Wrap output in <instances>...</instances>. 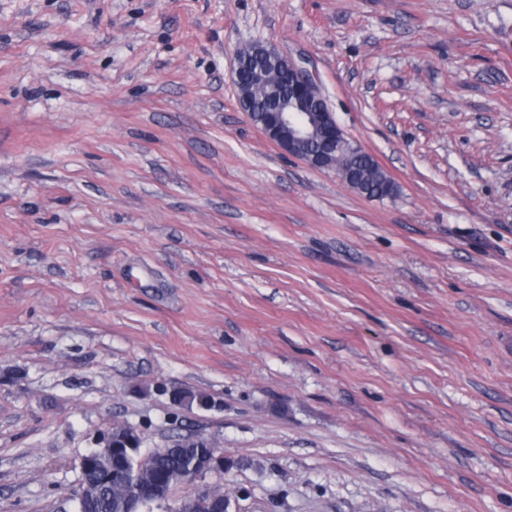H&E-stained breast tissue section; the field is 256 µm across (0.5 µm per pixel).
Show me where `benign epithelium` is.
<instances>
[{"instance_id":"1","label":"benign epithelium","mask_w":512,"mask_h":512,"mask_svg":"<svg viewBox=\"0 0 512 512\" xmlns=\"http://www.w3.org/2000/svg\"><path fill=\"white\" fill-rule=\"evenodd\" d=\"M254 53L260 55L261 64L249 68L244 54L237 53L235 68V85L238 104L242 111L251 112L252 102L245 90L246 76L267 79L266 73L282 78L288 84V96L279 99L278 106L266 112L258 126L267 140L275 144L283 153L297 158L307 165L332 171L336 169V151L346 147L353 157L367 154L360 145L352 143L343 129L338 125L334 113L328 107L317 85L306 73L288 57L282 55L272 44L255 43L251 45ZM198 447L206 448L209 454L197 458L189 468L184 483L193 485L209 472L217 470L221 462L214 442L204 435H193ZM142 439L134 429L129 436L115 441L108 431L98 441V448L90 451L80 460V469L87 468L100 451L110 452L114 448L124 447L130 455L138 453ZM167 500L166 494L158 498H148L141 494L138 487H133L129 494L126 512H145L150 503ZM193 512H228L229 504L225 500L212 497L211 487L203 485L189 497Z\"/></svg>"}]
</instances>
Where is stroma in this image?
Here are the masks:
<instances>
[{"label":"stroma","instance_id":"obj_1","mask_svg":"<svg viewBox=\"0 0 512 512\" xmlns=\"http://www.w3.org/2000/svg\"><path fill=\"white\" fill-rule=\"evenodd\" d=\"M253 42L394 196L263 136ZM117 421L230 512H512V0H0V512ZM192 438L198 443L199 448H208L209 454L204 457H198L192 463L183 481V484L188 485H194L201 481L207 473L217 470L221 462V456L218 454L217 447L210 438L198 434L193 435ZM212 461H214V467L211 465Z\"/></svg>","mask_w":512,"mask_h":512}]
</instances>
